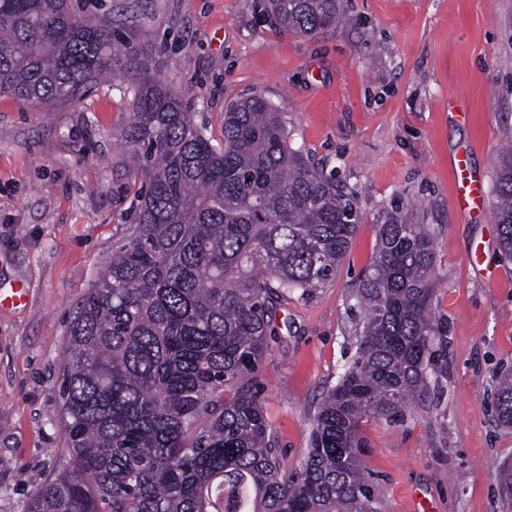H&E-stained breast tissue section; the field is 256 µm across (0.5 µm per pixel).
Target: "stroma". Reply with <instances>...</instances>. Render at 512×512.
<instances>
[{
    "label": "stroma",
    "mask_w": 512,
    "mask_h": 512,
    "mask_svg": "<svg viewBox=\"0 0 512 512\" xmlns=\"http://www.w3.org/2000/svg\"><path fill=\"white\" fill-rule=\"evenodd\" d=\"M119 33L146 30L143 51L182 92L192 120L222 139L227 108L254 95L283 112L291 140L337 170L360 211L336 277L270 315L259 371L286 468L310 446L311 421L355 355L354 293L377 230L400 212L435 249L433 312L443 334L428 393L400 421L361 424L362 461L383 512H503L498 473L512 466V426L494 409L512 371V264L491 215L453 208L457 150L494 181L512 129V0H342L343 21L303 37L266 0H81ZM119 73L81 99L29 104L0 96V512H23L36 480L71 456L56 394L69 322L99 267L131 240L146 192L117 139L132 103ZM463 96L466 118L448 108Z\"/></svg>",
    "instance_id": "35a3bbf8"
}]
</instances>
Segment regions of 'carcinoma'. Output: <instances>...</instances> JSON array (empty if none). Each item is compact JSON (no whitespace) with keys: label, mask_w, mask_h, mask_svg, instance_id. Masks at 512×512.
Here are the masks:
<instances>
[{"label":"carcinoma","mask_w":512,"mask_h":512,"mask_svg":"<svg viewBox=\"0 0 512 512\" xmlns=\"http://www.w3.org/2000/svg\"><path fill=\"white\" fill-rule=\"evenodd\" d=\"M284 30L336 27L341 0H268ZM122 72L120 133L148 180L134 237L96 274L68 329L58 388L72 466L24 512H382L360 422L400 415L428 390L438 335L431 236L389 215L355 299L356 357L313 417L301 469L279 458L255 375L268 314L335 274L359 227L356 199L292 148L259 95L224 113L217 143L156 80L141 36H118L71 0H0V95L69 102ZM493 223L512 262V130L495 160ZM495 408L512 426V374ZM512 508V468L498 475Z\"/></svg>","instance_id":"obj_1"}]
</instances>
